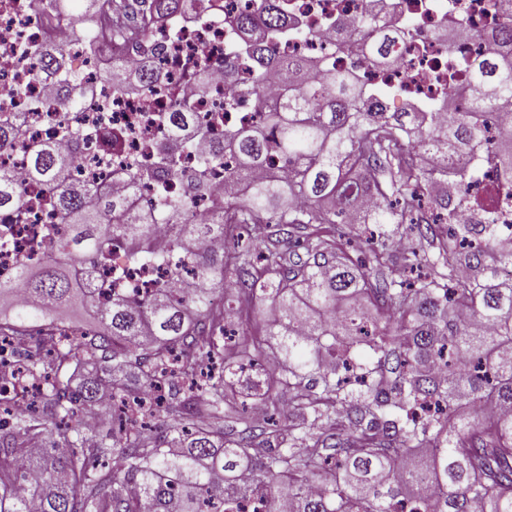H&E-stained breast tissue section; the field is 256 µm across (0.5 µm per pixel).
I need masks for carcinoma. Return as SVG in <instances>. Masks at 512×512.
<instances>
[{
    "label": "carcinoma",
    "instance_id": "1",
    "mask_svg": "<svg viewBox=\"0 0 512 512\" xmlns=\"http://www.w3.org/2000/svg\"><path fill=\"white\" fill-rule=\"evenodd\" d=\"M206 0H148L143 25L202 10ZM393 0H374L358 39L343 47L378 66L399 63L406 27L390 20ZM487 55L471 66L468 108L448 119L429 104L385 111L380 89L338 72L322 57L288 58L280 45L298 32L287 0H254L228 18L234 58L194 79L205 91L221 78L233 100L259 113L216 137L184 101L158 116L164 131L153 159L124 175L130 193L177 171L197 143L207 147L187 191L212 192L207 170L231 158L227 177L243 183L198 223L183 201L137 209L93 183L66 175L82 141L33 147L26 180L45 187L62 218L58 254L21 264L0 280V512H230L246 497L277 512H394L428 494L438 512H512V232L493 223L496 200L476 206L485 224H457L467 205L461 183L483 154L512 173V0ZM134 94L157 82L154 61L115 64ZM36 76L56 84L62 113L92 96L66 68L64 49L48 44ZM284 93L266 100L261 88ZM499 130L485 139L487 120ZM25 135L0 117V147ZM278 160L288 176L255 172ZM452 193L427 196L432 182ZM362 197L372 210L357 209ZM26 199L0 170V212ZM361 231L375 224L390 239L405 224L431 242L400 254L402 268L423 261L414 281L381 277L389 256L355 260L348 217ZM171 226V255L191 256L197 285L159 288L148 297L98 304L99 270L112 253L151 261L158 224ZM274 224L312 229L306 259L266 249L257 267L242 249L243 231ZM224 237V250L203 240ZM249 283L230 299L229 275ZM23 292L18 302L16 292ZM83 305L96 329L76 333L59 308ZM271 351L276 375L261 363ZM158 393L148 421L103 420L117 408ZM303 420L261 429L255 404L282 414L283 396ZM433 403L422 415L417 407ZM240 427L224 434V419Z\"/></svg>",
    "mask_w": 512,
    "mask_h": 512
}]
</instances>
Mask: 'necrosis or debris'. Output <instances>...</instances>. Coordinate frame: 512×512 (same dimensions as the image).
Segmentation results:
<instances>
[{
	"mask_svg": "<svg viewBox=\"0 0 512 512\" xmlns=\"http://www.w3.org/2000/svg\"><path fill=\"white\" fill-rule=\"evenodd\" d=\"M250 0H224L223 16L172 17L150 26L148 39L160 42L165 52L157 64L166 81L127 94L121 81L112 77L115 61H133L139 32L118 36L112 16L111 0H91L90 14L96 34L84 41L73 35V20L59 13L52 0H42L40 10H32L30 0H0V109L20 115L27 128L25 140L0 148V167L10 170L30 200L25 214H0V279L10 277L19 263L37 264L54 252L61 224L56 212L43 208L36 188L25 179L26 157L33 143L44 140L63 142L61 122L77 126L89 137L81 158L70 172L73 181L95 182L109 192L121 193L125 183L116 171L151 160L160 135L156 117L168 111L174 99L186 97L199 119L221 131L226 123H250L257 114L243 106L225 111L227 92L223 83H214L208 93L196 91L192 74L202 65L214 66L233 56L237 37L223 20L224 15L247 9ZM372 0H291L292 10L303 15L309 32L283 46V55H331L337 70L355 65L364 78L381 84L391 104L420 100L431 103L461 98L470 79V64L487 50V35L494 29L497 0H396L395 10L408 17L413 37L401 52L399 66L383 70L364 57H352L337 49L346 39L345 31L329 28L330 17L362 24L371 10ZM454 31L449 43L438 34ZM62 45L73 73L95 88L92 105L60 119L57 97L50 81L38 78L30 61L47 43ZM201 154L191 148L179 172L165 184L144 185L134 204L160 206L172 199H184V184L194 171ZM190 262L180 271L165 263L141 265L123 255H115L100 271L102 281L111 282L115 294L139 298L155 289L179 285L188 288L195 280Z\"/></svg>",
	"mask_w": 512,
	"mask_h": 512,
	"instance_id": "1",
	"label": "necrosis or debris"
}]
</instances>
